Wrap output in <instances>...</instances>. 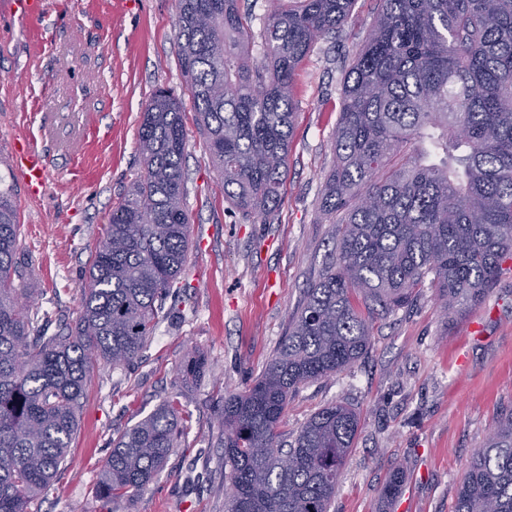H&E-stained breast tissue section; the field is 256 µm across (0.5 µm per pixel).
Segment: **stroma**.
<instances>
[{
	"label": "stroma",
	"instance_id": "obj_1",
	"mask_svg": "<svg viewBox=\"0 0 512 512\" xmlns=\"http://www.w3.org/2000/svg\"><path fill=\"white\" fill-rule=\"evenodd\" d=\"M355 0L336 37L298 67L297 116L281 202L243 218L224 198L194 121L186 123L192 247L161 321L139 357L97 363L68 466L33 512H224L228 480L216 421L225 395L245 391L275 355L306 288L336 259L339 225L321 208L333 167L343 67L378 15ZM174 0H44L39 16L0 0V190L19 207L20 258L36 306L59 323L80 310V285L103 224L140 175L141 114L156 88L188 98L175 53ZM46 156L48 190L28 201L14 172V141ZM364 355L336 375L300 385L277 433L292 441L316 412L354 409L360 429L330 512H452L458 485L491 428L512 413V258L475 307L445 316L424 286L405 306L370 314ZM204 376L184 381L189 356ZM179 394L189 419L178 448L135 498L106 503L94 488L112 441ZM399 494L384 499L394 467Z\"/></svg>",
	"mask_w": 512,
	"mask_h": 512
}]
</instances>
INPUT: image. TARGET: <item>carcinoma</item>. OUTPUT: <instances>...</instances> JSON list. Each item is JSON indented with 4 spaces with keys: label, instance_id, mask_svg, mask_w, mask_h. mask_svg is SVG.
Wrapping results in <instances>:
<instances>
[{
    "label": "carcinoma",
    "instance_id": "cac0c4a2",
    "mask_svg": "<svg viewBox=\"0 0 512 512\" xmlns=\"http://www.w3.org/2000/svg\"><path fill=\"white\" fill-rule=\"evenodd\" d=\"M248 61L238 0H175L176 55L195 125L226 199L246 218L281 201L294 132V72L336 34L355 0H277ZM186 113L158 88L138 133L143 171L91 252L74 325L47 334L18 260L13 193L0 192V512H30L66 465L95 363L133 360L169 318L165 300L191 247L183 159ZM322 193L342 225L336 262L306 288L276 355L219 414L226 512H329L359 420L343 404L288 444L277 424L301 384L333 376L369 345L355 299L383 312L426 280L444 312L479 304L512 255V0H382L348 65ZM178 394L112 443L96 496L130 500L178 447ZM454 512H512V413L469 462Z\"/></svg>",
    "mask_w": 512,
    "mask_h": 512
}]
</instances>
